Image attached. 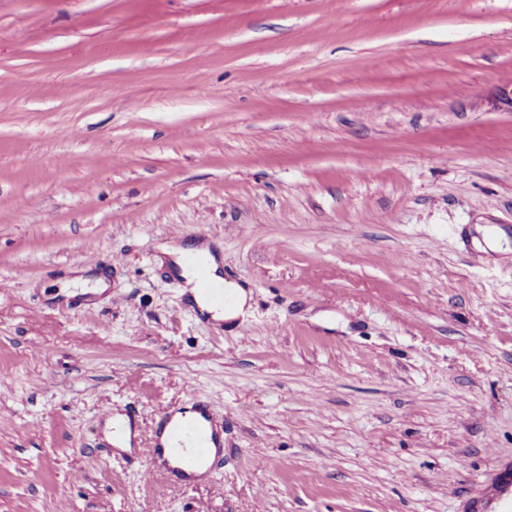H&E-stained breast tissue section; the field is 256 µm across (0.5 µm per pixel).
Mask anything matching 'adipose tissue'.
<instances>
[{
	"instance_id": "1",
	"label": "adipose tissue",
	"mask_w": 512,
	"mask_h": 512,
	"mask_svg": "<svg viewBox=\"0 0 512 512\" xmlns=\"http://www.w3.org/2000/svg\"><path fill=\"white\" fill-rule=\"evenodd\" d=\"M200 260L206 264L213 279H220L222 267L220 257L208 244L200 243L192 247H162L159 258L160 266H165L178 273L186 283L188 298L201 313L217 322L235 324L237 320L245 318L250 311L249 300L251 293L246 287L237 282L227 283L226 288L230 301L224 308L213 307L205 294L196 283V275L192 266L193 260Z\"/></svg>"
}]
</instances>
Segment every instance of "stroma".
I'll return each mask as SVG.
<instances>
[{
    "mask_svg": "<svg viewBox=\"0 0 512 512\" xmlns=\"http://www.w3.org/2000/svg\"><path fill=\"white\" fill-rule=\"evenodd\" d=\"M512 0H0V512H471L512 465ZM251 310L201 321L164 244ZM95 256L108 289L70 296ZM200 398L214 479L143 482ZM112 414L110 412H104L101 415V418L103 420H106L108 418H111ZM115 424H119L123 422L125 427V433L121 438L114 437L112 433V419L106 420L105 427H104V433L106 439L114 444L116 446V449H118L121 452H131L133 448H130V429L128 424V419L124 416L117 414L114 417Z\"/></svg>",
    "mask_w": 512,
    "mask_h": 512,
    "instance_id": "1",
    "label": "stroma"
}]
</instances>
